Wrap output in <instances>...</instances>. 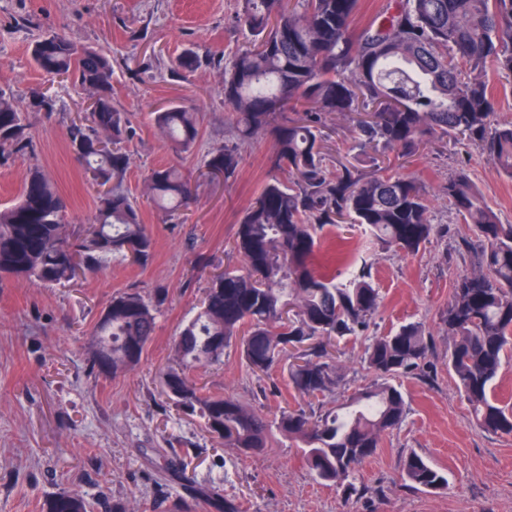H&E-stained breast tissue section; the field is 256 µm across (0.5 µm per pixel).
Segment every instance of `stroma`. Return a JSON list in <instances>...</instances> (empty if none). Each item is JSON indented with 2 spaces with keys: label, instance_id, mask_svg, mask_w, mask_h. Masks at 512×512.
<instances>
[{
  "label": "stroma",
  "instance_id": "1",
  "mask_svg": "<svg viewBox=\"0 0 512 512\" xmlns=\"http://www.w3.org/2000/svg\"><path fill=\"white\" fill-rule=\"evenodd\" d=\"M240 9V0H0V90L25 112L32 140L27 152L0 159V209L18 200L38 166L65 199L68 223L94 214V190L65 140L88 95L46 75L31 58L39 36L58 33L112 59V104L129 117L123 188L153 239L143 265L112 257L97 274L53 287L0 280V512H40L46 498L63 492L92 507L115 500L128 512H172L183 503L215 512L205 499L214 491L240 512H512V436L476 425L448 371L439 320L453 273L474 267L472 253L459 247L472 231L440 191L449 175L465 170L501 222L512 224V177L464 136L433 144L405 169L424 186L439 230L418 254L383 249L364 231L356 233L382 296L370 333L418 322L431 338L424 365L397 380L408 414L359 467L357 494L348 498L317 481L285 437L251 457L224 447L200 415L178 410L164 393L161 376L173 363L177 333L197 313L212 275L241 267L231 248L236 226L261 184L279 174L268 135L241 144L236 177L218 182L205 174L207 154L230 137L224 62L249 38ZM187 52L197 56V67L171 74L172 60ZM40 92L55 98L54 112L33 108ZM178 104L200 114L197 141L181 161L196 201L189 210L166 212L152 200L147 175L173 155L151 114ZM123 291L139 292L155 306L156 331L141 362L112 377L91 367L93 328ZM365 345L362 335L342 343L341 380L324 407L372 380ZM187 373L270 419L308 406L281 372L253 373L233 346L223 361ZM412 452L446 474V491L404 481L403 459Z\"/></svg>",
  "mask_w": 512,
  "mask_h": 512
}]
</instances>
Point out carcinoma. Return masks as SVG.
<instances>
[{
	"mask_svg": "<svg viewBox=\"0 0 512 512\" xmlns=\"http://www.w3.org/2000/svg\"><path fill=\"white\" fill-rule=\"evenodd\" d=\"M361 0H242L239 21L251 42L224 63V103L239 140L270 134L273 166L288 178L267 180L232 240L239 269L213 278L197 315L174 342L177 366L162 377L178 406L199 410L208 433L224 447L256 455L272 434L300 444L316 479L356 490L355 474L383 437L397 429L407 404L393 380L427 356L418 323L373 336L365 361L374 380L341 410L319 415L284 410L269 420L250 405L207 391L186 374L194 363L217 362L235 345L248 368L267 374L281 365L288 387L318 403L339 382L340 341L367 331L381 305L365 264L342 281L313 265L320 232L362 227L385 249L415 255L437 232L423 186L400 171L429 142L463 135L512 177V121L494 119L495 92L487 67L512 74V0H386L362 28L352 25ZM32 59L47 74L92 90L93 108L66 129L69 148L85 165L98 205L91 220L66 224L67 204L53 181L34 170L19 201L0 209V276L42 286L62 285L92 271L107 254L145 263L152 238L121 184L130 158L123 148L128 117L112 105V62L59 34L37 39ZM367 114L352 131V159L327 144V114ZM174 152L198 138V113L171 105L152 113ZM25 113L0 90V159L28 148ZM241 156L234 145L208 154L213 180H229ZM148 188L170 209L189 207L194 191L173 167L151 170ZM474 239L477 270L454 277L440 313L448 336V368L479 426L512 435V409L495 402L494 381L512 349V224L501 223L469 175L442 186ZM156 330L155 309L137 292L112 297L96 327L101 350L94 368L116 376L135 367ZM409 485L427 491L448 478L416 453L403 462ZM42 512H88L76 494L47 499Z\"/></svg>",
	"mask_w": 512,
	"mask_h": 512,
	"instance_id": "1",
	"label": "carcinoma"
}]
</instances>
